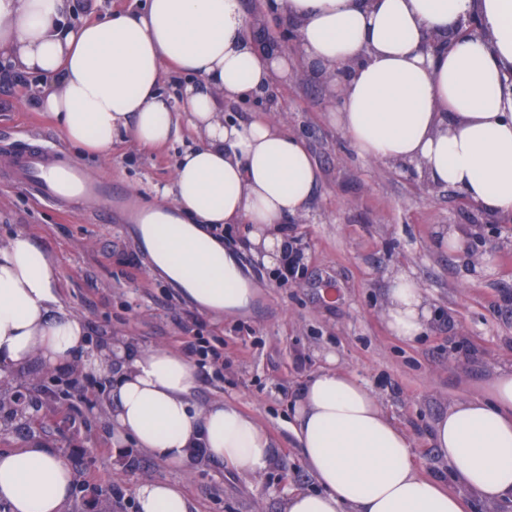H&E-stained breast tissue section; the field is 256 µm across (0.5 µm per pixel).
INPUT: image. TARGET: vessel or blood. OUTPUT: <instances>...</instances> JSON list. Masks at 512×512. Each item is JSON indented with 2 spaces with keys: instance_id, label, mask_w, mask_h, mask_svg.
Returning a JSON list of instances; mask_svg holds the SVG:
<instances>
[{
  "instance_id": "b4317fda",
  "label": "vessel or blood",
  "mask_w": 512,
  "mask_h": 512,
  "mask_svg": "<svg viewBox=\"0 0 512 512\" xmlns=\"http://www.w3.org/2000/svg\"><path fill=\"white\" fill-rule=\"evenodd\" d=\"M10 180L29 188L36 197L61 206L82 200L94 204L102 223L120 217L137 244L138 252L150 254L158 243L163 222L140 196L109 177L88 178L77 162L61 158L58 150L29 143L12 146Z\"/></svg>"
}]
</instances>
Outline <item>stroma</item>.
Instances as JSON below:
<instances>
[{"mask_svg": "<svg viewBox=\"0 0 512 512\" xmlns=\"http://www.w3.org/2000/svg\"><path fill=\"white\" fill-rule=\"evenodd\" d=\"M279 105L319 168L307 215L287 224L303 252L302 273L281 283L252 253L249 225H224L222 244L256 298L248 311L217 318L154 274L152 260L138 256L133 239L114 225L97 223L81 204L65 210L3 178L8 143L48 140L89 175L116 179L150 205L193 144L191 133L152 151L127 139L101 160L61 141L33 103L30 79L0 77V235L25 232L53 256L62 303L83 319L88 339L121 336L178 352L195 336L223 349L219 367L191 359L197 402L235 403L269 432L278 453L276 467L257 482L209 459L184 474L136 448L113 457L103 414L110 380L81 374L85 398L57 402V371L34 362L7 388L39 384L42 405L31 420H0V451L38 442L64 458L78 487L68 512H137L134 488L145 478L180 481L196 512H282L289 491L318 488L287 420L299 391L332 355L407 431L423 473L446 481L448 461L431 441L433 424L452 404L488 396L496 371L512 367V222L463 206L449 188L423 190L415 177L359 156L327 118L332 101L321 79L281 81ZM448 225L464 237L466 253L439 247ZM399 270L418 281L432 311L428 329L411 344L392 336L382 316L388 281Z\"/></svg>", "mask_w": 512, "mask_h": 512, "instance_id": "stroma-1", "label": "stroma"}]
</instances>
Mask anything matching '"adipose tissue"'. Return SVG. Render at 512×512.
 I'll use <instances>...</instances> for the list:
<instances>
[{
	"mask_svg": "<svg viewBox=\"0 0 512 512\" xmlns=\"http://www.w3.org/2000/svg\"><path fill=\"white\" fill-rule=\"evenodd\" d=\"M298 22L305 60L321 67L334 107L329 119L357 153L396 168L417 165L433 185L456 189L485 214L512 220V0H276ZM70 0H0V73L37 79V105L59 137L108 158L121 135L146 149L197 139L181 156L156 206L176 213L152 259L192 283L208 312L234 316L252 303L236 258L206 225H251L250 244L279 266L288 218L306 214L318 168L284 120L261 112L225 117L277 77L288 57L243 37L239 0H147L144 10L89 14L68 22ZM479 34L457 36L460 17ZM435 30L450 39L433 57L420 45ZM353 64L348 81L337 63ZM202 84L160 91L169 72ZM52 256L22 232L0 237V381L36 361L113 376L104 407L112 450L135 445L171 469L218 460L248 478L274 465L275 444L250 415L215 399L199 405L193 365L169 349L120 337L86 353L83 319L59 298ZM383 316L407 342L422 336L431 309L404 271L390 279ZM119 371H112L113 360ZM291 428L320 486L296 490L283 512H465L467 496L512 503V368L497 371L486 398L450 407L433 428L452 485L422 475L408 433L357 377L329 367L293 404ZM68 463L42 444L0 452V501L11 512H67L74 486ZM138 512H192L178 483L144 479Z\"/></svg>",
	"mask_w": 512,
	"mask_h": 512,
	"instance_id": "obj_1",
	"label": "adipose tissue"
}]
</instances>
